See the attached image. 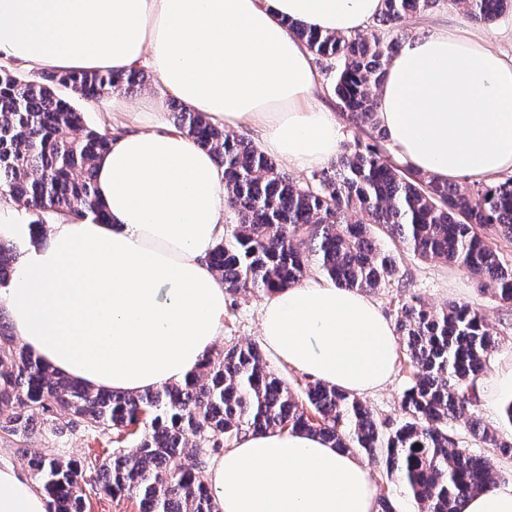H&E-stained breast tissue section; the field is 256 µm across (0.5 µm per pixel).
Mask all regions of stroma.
Segmentation results:
<instances>
[{"mask_svg":"<svg viewBox=\"0 0 512 512\" xmlns=\"http://www.w3.org/2000/svg\"><path fill=\"white\" fill-rule=\"evenodd\" d=\"M163 88L155 74H148L142 91L127 94L130 111L114 115L104 108L76 100L88 126L102 130H120L139 122H146L147 114L141 107L146 97H162ZM381 247L395 256L398 273L385 287L371 291V298L389 319H396L400 301L419 296L428 307L438 310L449 304L468 303L476 307L486 323L496 331L497 344L489 355V370L484 377L479 402L473 414L481 423L494 427L506 438H512V424L508 423L505 407L512 401V389L501 385L502 376L512 373V307L500 303L467 271L441 261H430L412 252L395 248L388 237H380ZM262 295L241 293L227 297L224 311V334L217 341L216 350L232 345L261 342L260 310ZM412 374L404 359H397L391 381L382 389L363 395V405L380 422L402 418L401 399L409 387Z\"/></svg>","mask_w":512,"mask_h":512,"instance_id":"stroma-1","label":"stroma"}]
</instances>
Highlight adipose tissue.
<instances>
[{
	"instance_id": "adipose-tissue-1",
	"label": "adipose tissue",
	"mask_w": 512,
	"mask_h": 512,
	"mask_svg": "<svg viewBox=\"0 0 512 512\" xmlns=\"http://www.w3.org/2000/svg\"><path fill=\"white\" fill-rule=\"evenodd\" d=\"M381 0H0V59L56 72L146 64L167 91L225 128L256 126L263 149L305 170L336 155L320 75L288 29L350 35ZM378 119L400 164L437 180L512 172V56L477 27L438 24L402 42L379 87ZM112 221H61L48 234L0 203V240L20 259L0 288L20 342L96 391L181 382L224 334L226 292L208 254L224 234V170L170 127L127 131L95 163ZM265 346L294 370L353 395L389 383L393 324L355 289L322 280L268 294ZM220 512H377L366 462L320 436H243L208 473ZM0 512H47L0 465Z\"/></svg>"
}]
</instances>
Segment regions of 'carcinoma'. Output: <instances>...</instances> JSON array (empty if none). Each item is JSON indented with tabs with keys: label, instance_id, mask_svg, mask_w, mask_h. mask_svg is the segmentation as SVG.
Returning a JSON list of instances; mask_svg holds the SVG:
<instances>
[{
	"label": "carcinoma",
	"instance_id": "1",
	"mask_svg": "<svg viewBox=\"0 0 512 512\" xmlns=\"http://www.w3.org/2000/svg\"><path fill=\"white\" fill-rule=\"evenodd\" d=\"M447 3L485 25L512 9V0H383L368 36L288 23L309 52L334 66L338 104L367 136L342 146L314 183L293 181L256 144L224 133L204 113L179 109L175 128L224 168V209L237 224L208 261L227 293L292 287L312 267L340 288H381L397 267L371 233L376 224L413 254L466 269L512 305V265L494 243L500 236L512 242V177L467 187L401 167L377 120L375 90L400 47L392 33ZM144 83L136 67L119 74L40 71L26 80L0 68V201L29 211L39 226L49 213L108 223L93 170L114 133L88 127L60 89L95 101ZM17 259L16 248L0 241V286ZM398 330L413 377L401 400L403 420L387 424L355 396L320 381L292 392L252 344L209 355L179 384L137 395L93 391L34 358L0 320V438L22 449L47 512H84L83 480L113 497L138 499L139 512H219L205 477L209 459L249 432L274 430L311 432L334 448L366 454L405 485L419 512H463L468 498L501 480L498 457L512 456V443L476 419L468 430L487 454H462L448 431L479 400L493 331L475 308L436 311L414 296L400 307ZM36 415L47 424L44 445L30 448ZM78 431L106 436L109 446L130 440L135 451L114 450L102 460L58 456L57 440Z\"/></svg>",
	"mask_w": 512,
	"mask_h": 512
}]
</instances>
